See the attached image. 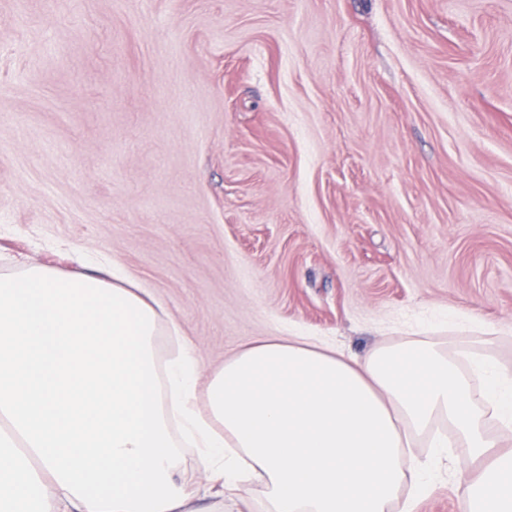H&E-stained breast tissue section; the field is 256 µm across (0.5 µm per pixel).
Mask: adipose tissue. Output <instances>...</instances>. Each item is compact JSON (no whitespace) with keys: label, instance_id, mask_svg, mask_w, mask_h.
Instances as JSON below:
<instances>
[{"label":"adipose tissue","instance_id":"ef3b65f1","mask_svg":"<svg viewBox=\"0 0 512 512\" xmlns=\"http://www.w3.org/2000/svg\"><path fill=\"white\" fill-rule=\"evenodd\" d=\"M161 305L120 265L0 273V512H224L259 482L268 512L408 508L446 459L450 424L479 470L468 512H512V373L487 359L460 372L431 339L353 356L301 337L239 350L207 383L190 345L162 360ZM429 435L414 468L404 450ZM192 446L208 475L181 480Z\"/></svg>","mask_w":512,"mask_h":512}]
</instances>
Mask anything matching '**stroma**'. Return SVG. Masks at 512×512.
Here are the masks:
<instances>
[{
    "mask_svg": "<svg viewBox=\"0 0 512 512\" xmlns=\"http://www.w3.org/2000/svg\"><path fill=\"white\" fill-rule=\"evenodd\" d=\"M71 248L207 376L298 336L512 369V0H0V271Z\"/></svg>",
    "mask_w": 512,
    "mask_h": 512,
    "instance_id": "stroma-1",
    "label": "stroma"
}]
</instances>
